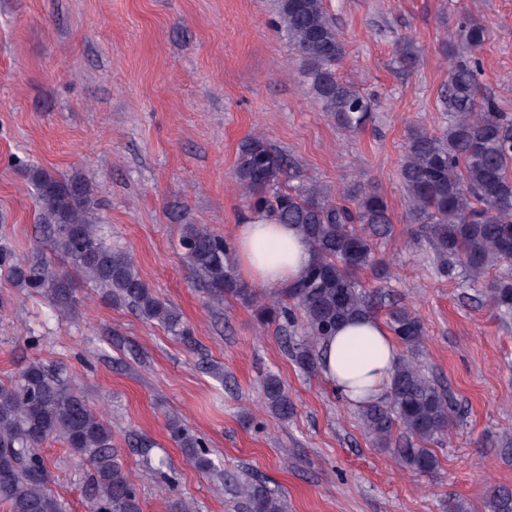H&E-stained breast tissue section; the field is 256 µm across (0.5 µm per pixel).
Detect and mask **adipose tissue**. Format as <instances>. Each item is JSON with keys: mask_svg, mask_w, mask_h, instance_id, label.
<instances>
[{"mask_svg": "<svg viewBox=\"0 0 512 512\" xmlns=\"http://www.w3.org/2000/svg\"><path fill=\"white\" fill-rule=\"evenodd\" d=\"M237 265L246 282L271 293L288 288L313 260L297 225L256 213L237 229ZM322 374L350 405L363 407L386 393L399 351L380 321L365 317L326 337Z\"/></svg>", "mask_w": 512, "mask_h": 512, "instance_id": "ef3b65f1", "label": "adipose tissue"}]
</instances>
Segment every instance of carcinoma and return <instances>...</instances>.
<instances>
[{"mask_svg":"<svg viewBox=\"0 0 512 512\" xmlns=\"http://www.w3.org/2000/svg\"><path fill=\"white\" fill-rule=\"evenodd\" d=\"M273 5L321 109L348 131L368 126L371 101L336 74L345 44L325 0H273ZM486 37V28L474 21L460 23L452 34L449 47L456 62L443 98L451 120L438 135L411 131L399 176L410 221L421 225L438 273L465 279L495 309L512 314V117L498 111L477 82V55ZM234 176L254 210L277 224L297 225L313 251V262L274 312L288 327L302 321L304 336L289 342L287 349L303 371L314 373L322 340L340 323L374 314L377 300L362 285L360 273L378 265L373 240L389 232L388 203L365 187L352 198L335 199L316 185H289L292 175L259 136L241 143ZM29 178L36 189L38 223L69 270L51 275L0 250V266L8 269L16 287L47 288L58 309L71 311L78 303L71 274L77 273L101 288L110 303L128 306L142 319L190 338L181 314L142 279L131 254L98 234L97 204L81 177L58 178L36 166L29 169ZM181 247L212 299L259 303L258 293L239 277L232 241L200 224H185ZM390 330L409 355L398 360L386 398L360 408L361 424L377 447L394 449L404 467L432 474L439 462L430 444L449 431L455 404L410 357L423 342L419 318L397 305L390 311ZM263 402L283 419L295 411L274 374L264 381ZM397 431L404 438L400 448L394 447ZM171 436L199 471L214 469L200 437L176 421ZM53 439L90 467L96 490L91 512H142L140 492L125 473L111 425L79 390L51 375L39 360L29 361L17 382L0 383V502L8 512H66L43 475L46 463L40 449ZM233 492L241 512H287L283 494L261 481L237 482ZM484 504L486 512H512V491L490 486Z\"/></svg>","mask_w":512,"mask_h":512,"instance_id":"carcinoma-1","label":"carcinoma"}]
</instances>
